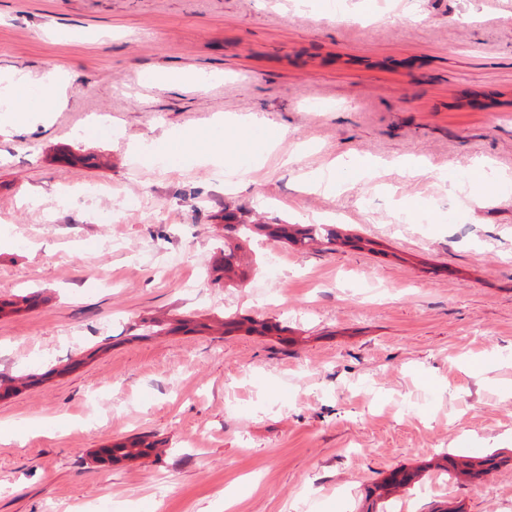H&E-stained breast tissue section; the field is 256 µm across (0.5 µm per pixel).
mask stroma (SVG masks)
I'll return each mask as SVG.
<instances>
[{
  "label": "stroma",
  "instance_id": "35a3bbf8",
  "mask_svg": "<svg viewBox=\"0 0 512 512\" xmlns=\"http://www.w3.org/2000/svg\"><path fill=\"white\" fill-rule=\"evenodd\" d=\"M57 65L66 108L0 134V301L41 297L0 314V375L25 382L0 398L19 427L0 443V512H366L401 468L423 481L385 512H512V0H0V66ZM249 114L282 135L271 156L225 129L243 168L264 157L251 177L133 154ZM101 116L111 137L80 135ZM353 155L380 166L308 187ZM478 162L471 212L448 183ZM81 183L128 204L84 203ZM409 202L423 223L402 220ZM238 208L373 246L254 233L247 280L216 282ZM189 314L287 338L133 331ZM138 435L164 453L91 463ZM472 448L498 457L484 479L436 469Z\"/></svg>",
  "mask_w": 512,
  "mask_h": 512
}]
</instances>
